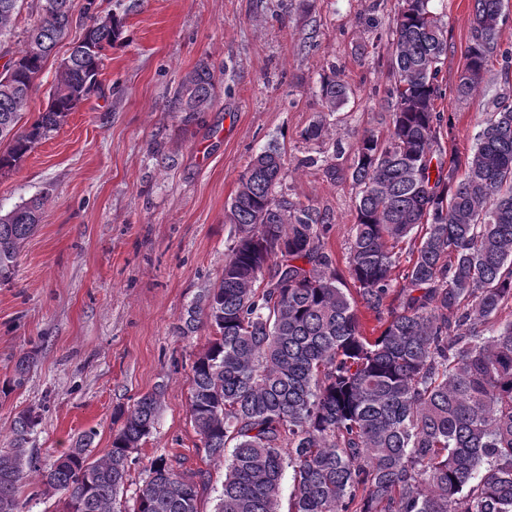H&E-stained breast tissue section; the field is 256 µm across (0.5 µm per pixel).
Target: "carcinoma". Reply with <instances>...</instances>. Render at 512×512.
<instances>
[{
  "instance_id": "cac0c4a2",
  "label": "carcinoma",
  "mask_w": 512,
  "mask_h": 512,
  "mask_svg": "<svg viewBox=\"0 0 512 512\" xmlns=\"http://www.w3.org/2000/svg\"><path fill=\"white\" fill-rule=\"evenodd\" d=\"M20 2L0 0V46ZM38 2L24 48L0 71L1 173L99 88L105 51L133 8L102 24L96 0L77 18L71 0ZM502 21L503 0H474L457 97L479 93ZM74 25L87 44L62 62L45 112L19 125L48 56ZM387 47L388 134L365 132L347 167L325 155L301 160L358 189L346 273L325 249L330 213L279 190L286 160L270 145L229 204L236 236L218 285L173 326L180 338L210 331L191 365L188 413L206 454L228 458L213 512H282L288 469V512H512V319L498 322L512 309V104L492 113L470 156L449 154L441 138L454 124L436 107L448 36L430 0H402ZM215 91L201 61L177 89L175 109L191 123ZM350 93L336 69L321 76L326 115ZM42 205L29 199L0 214L1 284L12 280ZM393 292L399 305L384 320ZM359 302L384 320L379 335L364 332ZM163 394L159 384L121 412L111 446L94 460L89 432L40 461L27 448L39 416L20 412L12 448L0 451V512H22L30 480L60 493L65 512H116ZM144 472L129 512H200L211 483L203 471L158 456Z\"/></svg>"
}]
</instances>
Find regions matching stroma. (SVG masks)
<instances>
[{
  "instance_id": "1",
  "label": "stroma",
  "mask_w": 512,
  "mask_h": 512,
  "mask_svg": "<svg viewBox=\"0 0 512 512\" xmlns=\"http://www.w3.org/2000/svg\"><path fill=\"white\" fill-rule=\"evenodd\" d=\"M400 7L401 0H140L122 41L105 52L100 90L0 174V208L44 199L13 279L0 285L1 450L29 408L40 417L30 446L41 459H55L91 429L94 448L110 447L119 411L162 382L158 423L135 454L123 501L160 455L184 457L220 486L225 464L206 456L188 416L191 364L209 332L182 340L173 327L218 282L234 236L229 203L253 155L269 144L287 159L283 191L330 212L326 249L345 268L355 190L300 161L338 147L346 165L359 134H387L391 69L376 43ZM431 7L448 30L437 109L452 114L446 147L464 158L496 104L512 102V75L494 56L479 93L455 97L473 0ZM82 35L72 27L48 57L21 124L45 111L60 64ZM202 61L215 72L216 99L187 124L174 93ZM332 67L352 93L324 137L305 140L320 116V78ZM24 356V386L2 391Z\"/></svg>"
}]
</instances>
